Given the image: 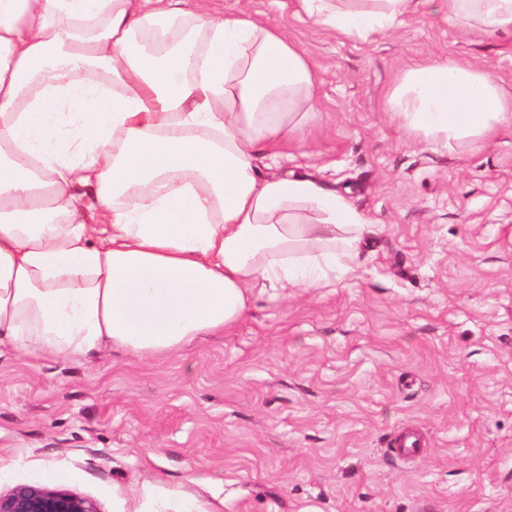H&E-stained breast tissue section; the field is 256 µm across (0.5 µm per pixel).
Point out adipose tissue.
Here are the masks:
<instances>
[{
	"instance_id": "obj_1",
	"label": "adipose tissue",
	"mask_w": 512,
	"mask_h": 512,
	"mask_svg": "<svg viewBox=\"0 0 512 512\" xmlns=\"http://www.w3.org/2000/svg\"><path fill=\"white\" fill-rule=\"evenodd\" d=\"M367 39L417 9L512 30V0H297ZM314 67L278 27L187 0H0V344L149 357L233 328L259 286L353 271L365 216L264 147L312 108ZM440 147L512 122L490 75L448 61L392 90Z\"/></svg>"
}]
</instances>
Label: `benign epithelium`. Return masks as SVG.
Segmentation results:
<instances>
[{
    "mask_svg": "<svg viewBox=\"0 0 512 512\" xmlns=\"http://www.w3.org/2000/svg\"><path fill=\"white\" fill-rule=\"evenodd\" d=\"M0 512H99L94 501L76 493L23 485L0 495Z\"/></svg>",
    "mask_w": 512,
    "mask_h": 512,
    "instance_id": "7a95c632",
    "label": "benign epithelium"
}]
</instances>
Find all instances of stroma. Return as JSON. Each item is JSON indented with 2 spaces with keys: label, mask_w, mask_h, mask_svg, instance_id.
I'll use <instances>...</instances> for the list:
<instances>
[{
  "label": "stroma",
  "mask_w": 512,
  "mask_h": 512,
  "mask_svg": "<svg viewBox=\"0 0 512 512\" xmlns=\"http://www.w3.org/2000/svg\"><path fill=\"white\" fill-rule=\"evenodd\" d=\"M280 26L317 74L314 113L265 158L370 224L325 288L259 292L221 336L159 358L0 350V494L99 512H512V124L436 149L389 97L450 60L512 97V31L422 11L360 42L296 0H207ZM416 427L425 446L390 454ZM0 512H99L94 501L76 493L36 485L0 495Z\"/></svg>",
  "instance_id": "35a3bbf8"
}]
</instances>
